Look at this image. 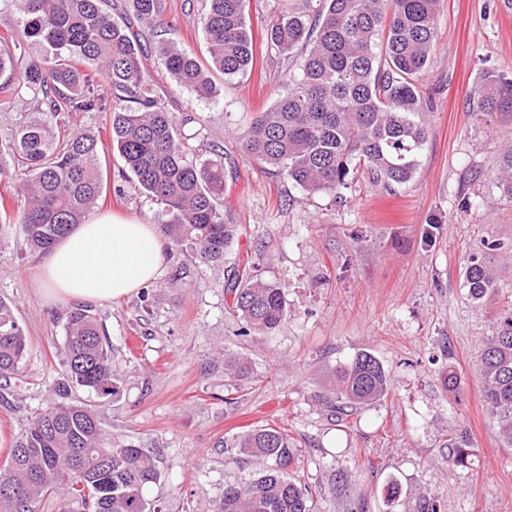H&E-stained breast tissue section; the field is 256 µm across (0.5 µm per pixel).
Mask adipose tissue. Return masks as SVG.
<instances>
[{
	"label": "adipose tissue",
	"mask_w": 512,
	"mask_h": 512,
	"mask_svg": "<svg viewBox=\"0 0 512 512\" xmlns=\"http://www.w3.org/2000/svg\"><path fill=\"white\" fill-rule=\"evenodd\" d=\"M165 252L166 242L156 225L94 217L47 253L38 288L50 305L121 298L162 275Z\"/></svg>",
	"instance_id": "ef3b65f1"
}]
</instances>
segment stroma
Wrapping results in <instances>:
<instances>
[{
	"label": "stroma",
	"instance_id": "obj_1",
	"mask_svg": "<svg viewBox=\"0 0 512 512\" xmlns=\"http://www.w3.org/2000/svg\"><path fill=\"white\" fill-rule=\"evenodd\" d=\"M165 16L173 38L204 54L188 0H167ZM486 67L512 75V9L504 0H444L421 76L432 105L415 177L386 188L361 170L337 199L307 194L243 150L251 115L281 90L278 59L260 55L246 76L215 77L206 100L156 73L166 108L195 116L223 145L224 215L243 229L237 254L271 264L289 307L271 334L238 336L223 270L185 249L166 256L149 301L135 292L93 303L120 393L102 399L80 389L70 399L95 411L109 441L151 452L163 473L151 496L163 512H201L225 484L251 479L252 464L229 444L267 424L293 438L291 474L321 488L317 512H420L425 496L442 512H512V447L497 434L478 370L483 342L512 308V190L496 172L512 150V123L480 122L469 99ZM69 124L99 134L103 169L116 180L122 163L109 145V115L77 112ZM153 210L127 182L119 193L105 188L96 213L146 220ZM474 257L496 283L480 304L464 277ZM41 260L18 231L0 235V297L14 301L31 345L0 402V466L65 369L67 307L44 305L33 288ZM366 352L388 373L389 395L336 420L323 405L332 374ZM228 353L247 357L256 377L231 404ZM450 369L452 392L441 383ZM457 430L470 444L466 468L448 462Z\"/></svg>",
	"mask_w": 512,
	"mask_h": 512
}]
</instances>
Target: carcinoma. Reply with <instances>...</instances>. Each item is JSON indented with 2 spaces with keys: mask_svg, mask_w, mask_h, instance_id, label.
<instances>
[{
  "mask_svg": "<svg viewBox=\"0 0 512 512\" xmlns=\"http://www.w3.org/2000/svg\"><path fill=\"white\" fill-rule=\"evenodd\" d=\"M0 22L11 32L0 44V92L27 95L28 116L0 135V183L16 198L0 209V232L20 227L31 252L49 250L97 207L104 188L100 146L92 131L61 120L74 112L112 113V151L121 173L158 205L150 222L167 248L190 249L228 266L231 311L238 335H267L288 317L284 287L269 269L231 259L240 225L224 219V151L191 132L157 98L141 50L142 27L161 26L165 0H0ZM443 0H278L265 49L282 59V92L249 122L245 152L278 169L303 191L336 195L364 167L374 182L414 178L427 140L422 118L429 97L420 74L438 40ZM198 23L207 55L173 42L156 50L157 69L173 86L199 98L212 95L213 77L231 79L253 66L255 45L246 0H200ZM481 120H512V77L485 68L472 89ZM477 302L495 287L477 260L465 271ZM66 376L56 399L14 441L0 467V512H36L57 485L92 512H162L150 489L162 472L144 449L104 441L95 412L67 403L75 387L116 396L121 379L108 338L84 306L67 313ZM30 346L12 302L0 298V380L20 375ZM483 396L502 441L512 445V313L502 316L480 359ZM247 361L224 356V377L239 392ZM390 380L368 353L336 368L330 404L337 413L375 404ZM256 466L252 480L224 485L204 512H314L313 491L288 467L294 443L281 428L251 429L231 445ZM449 462L470 463L467 438L451 439Z\"/></svg>",
  "mask_w": 512,
  "mask_h": 512,
  "instance_id": "carcinoma-1",
  "label": "carcinoma"
}]
</instances>
